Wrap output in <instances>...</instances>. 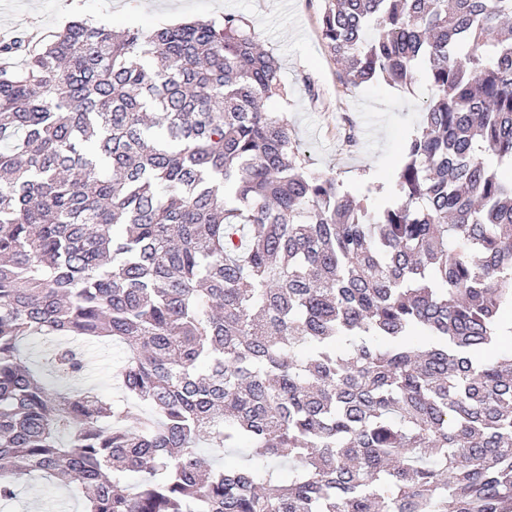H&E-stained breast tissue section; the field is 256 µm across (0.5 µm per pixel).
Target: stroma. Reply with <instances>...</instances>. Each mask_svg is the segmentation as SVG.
I'll list each match as a JSON object with an SVG mask.
<instances>
[{"mask_svg":"<svg viewBox=\"0 0 512 512\" xmlns=\"http://www.w3.org/2000/svg\"><path fill=\"white\" fill-rule=\"evenodd\" d=\"M324 8L325 0H0V32L47 34L74 19L150 32L186 21H220L228 13L244 16L281 67L282 90L265 101V109L286 113L310 172L335 177L380 209L396 198L406 145L419 132L420 114L435 88L422 68L405 87L383 80L345 84L324 46ZM351 133L357 136L353 147L346 142ZM377 184L383 192H374ZM86 351V385L103 399L117 398L112 372L123 358L121 348L93 344ZM82 509L75 487L39 476L28 480L17 499L0 506V512Z\"/></svg>","mask_w":512,"mask_h":512,"instance_id":"obj_1","label":"stroma"}]
</instances>
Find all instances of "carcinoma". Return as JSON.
Masks as SVG:
<instances>
[{
  "instance_id": "obj_1",
  "label": "carcinoma",
  "mask_w": 512,
  "mask_h": 512,
  "mask_svg": "<svg viewBox=\"0 0 512 512\" xmlns=\"http://www.w3.org/2000/svg\"><path fill=\"white\" fill-rule=\"evenodd\" d=\"M509 19L326 0L347 84L436 89L379 210L262 111L241 15L1 46L0 503L43 474L83 512H512V177L478 155L512 164ZM101 340L130 405L82 386Z\"/></svg>"
}]
</instances>
